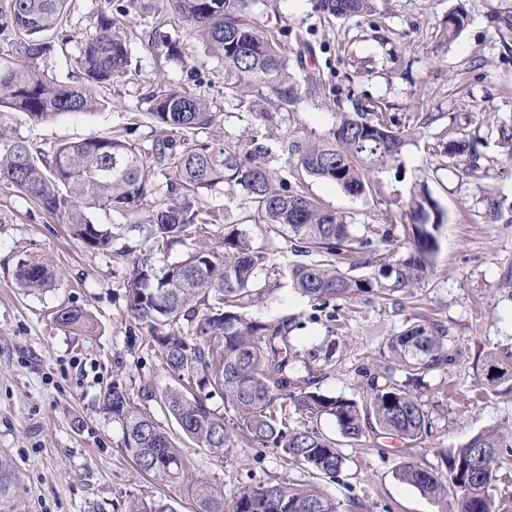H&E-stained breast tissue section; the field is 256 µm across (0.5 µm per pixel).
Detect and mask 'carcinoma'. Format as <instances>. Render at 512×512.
Instances as JSON below:
<instances>
[{
  "label": "carcinoma",
  "mask_w": 512,
  "mask_h": 512,
  "mask_svg": "<svg viewBox=\"0 0 512 512\" xmlns=\"http://www.w3.org/2000/svg\"><path fill=\"white\" fill-rule=\"evenodd\" d=\"M68 0H0V29L13 34V50L0 49V108L41 123L67 113L96 112L110 103L103 92L134 77L127 47L126 14L101 15L95 33L84 38L75 62L80 77L64 82L41 69L49 57L65 52ZM376 0H316L315 8L336 17L369 15ZM173 23L203 42L224 61V89L249 101L270 131L215 148L201 136L218 118L215 103L193 89L166 80L148 89L147 107L137 112L163 130L151 148L143 149L114 130L102 136L58 145L46 154L26 140H6L0 149V178L37 208L59 216L84 247L112 250L128 231L142 234L138 253L124 284L126 309L148 332L145 346L156 351L176 382L157 395L144 386L133 396L118 381L106 386L105 412L123 430L126 455L144 473L179 484L197 512H223V494L210 480L193 472L184 449L175 445L146 404L160 405L182 437L198 448L221 454L246 441L274 448L331 481L347 467L343 443L358 442L366 428L386 438L415 445L432 435L434 418L416 389L432 371L453 361L449 329L432 320L413 318L386 343L392 363L384 374H366L363 402L329 396L317 387L321 376L296 378L291 366L302 359L327 366L336 342L300 352L291 342L295 318L259 321L247 308L264 295V271L288 279L312 303L311 318L336 320V301L363 294L380 298L404 294L433 273L440 249L444 212L428 194L414 199L409 223L383 224L357 236L345 216L315 199L288 192L287 179L270 167L280 153L296 161L305 175L330 182L350 196L370 189V174L401 153L406 134L381 119H372L360 104L326 134L280 133L282 112L294 108L307 93L289 72V61L277 35L264 20L277 15L273 0H164ZM498 144L512 162V124L497 126ZM441 154L450 160L479 156L466 138L448 142ZM219 183L242 194L258 222L281 236L303 260L280 269L270 255L248 243L236 224L212 234V211L200 192ZM147 209L138 224H96L89 214L108 211L125 216ZM174 241L191 242L185 259L168 262ZM354 254L371 268L364 276L341 269L338 262ZM14 279L29 292L45 289L55 272L36 259L18 261ZM55 322L87 333L94 321L83 309L62 307ZM186 321L187 327L179 326ZM405 380L395 379L397 371ZM484 376L493 385L512 382V350L491 351ZM219 394L226 417L208 405ZM306 418L292 424V415ZM331 417L338 438L322 434L316 422ZM512 452V440L495 431L474 435L466 444L441 452L446 477L412 463L400 466L394 478L435 499L453 497L456 512H495L489 489L495 464ZM12 461L0 455V512L14 491ZM125 512H173L155 500L131 498ZM228 512H340L330 496L287 482L248 485L236 493Z\"/></svg>",
  "instance_id": "carcinoma-1"
}]
</instances>
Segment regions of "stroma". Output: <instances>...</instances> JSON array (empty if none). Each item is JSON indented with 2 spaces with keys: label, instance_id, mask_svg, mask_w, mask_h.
<instances>
[{
  "label": "stroma",
  "instance_id": "1",
  "mask_svg": "<svg viewBox=\"0 0 512 512\" xmlns=\"http://www.w3.org/2000/svg\"><path fill=\"white\" fill-rule=\"evenodd\" d=\"M124 5L136 29L162 26L163 0H72L69 26L77 39L93 33L100 13ZM278 26L286 48L304 35L313 48L309 70L320 79L312 94L287 113L285 131L319 136L330 130L354 102L394 118L409 135L398 160L375 171L372 189L352 197L336 185L299 179L294 164L277 160L292 187L305 191L356 226L404 224L415 193L427 191L443 210L440 251L434 272L420 288L381 300L360 296L345 305L343 319L313 321L311 306L285 279L270 277L252 317L274 321L299 318L293 336L298 349L336 339V364L319 382L331 396L363 400L367 385L360 369L383 372L385 342L413 316L442 322L456 353L448 369L426 375L420 395L435 427L415 446L369 433L346 446L347 468L338 481L290 463L272 448L242 446L217 455L180 438L175 422L152 406L153 416L187 449L198 473L225 496L258 482L313 485L341 504V512H454L453 502L436 501L399 483L394 472L407 462L438 469L440 453L465 444L485 430L512 438V385L482 380L488 350L512 349V164L502 162L496 127L512 123V0H376L370 17L339 19L316 11L313 0H277ZM463 9L467 23L448 39V14ZM184 49L181 61L155 55L138 38L129 49L140 61L137 79L112 89V103L93 113L64 114L36 124L19 112L0 111V133L50 151L64 142L96 137L126 125L146 88L158 79L197 85L219 102L220 116L207 136L213 146L230 139L265 136V125L238 101L224 96V65L184 31H172ZM75 43L49 59L61 80L75 73ZM465 136L474 139L480 170L465 173L434 156V145ZM502 205L491 219L487 197ZM214 215L215 231L237 224L253 247L266 249L274 263L292 262L284 241L264 225L248 221L239 194L225 186L202 193ZM132 232L111 251L85 248L65 223L43 214L0 181V453L14 463L16 512H110L113 502L154 499L172 512H195L178 484L141 474L124 454L122 429L102 408L101 391L120 379L128 387L160 392L171 385L157 352L143 349L131 333L125 311L128 258L137 247ZM32 257L58 274L51 287L24 294L13 273L19 259ZM60 306H77L96 322L90 333H72L55 323Z\"/></svg>",
  "mask_w": 512,
  "mask_h": 512
}]
</instances>
